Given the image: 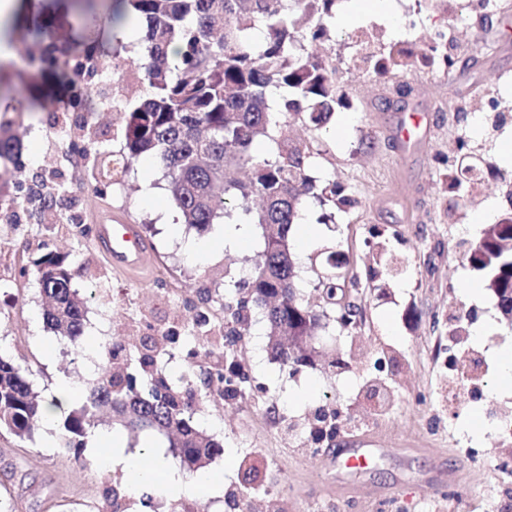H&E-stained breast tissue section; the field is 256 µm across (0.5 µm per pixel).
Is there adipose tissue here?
Segmentation results:
<instances>
[{
    "label": "adipose tissue",
    "instance_id": "obj_1",
    "mask_svg": "<svg viewBox=\"0 0 512 512\" xmlns=\"http://www.w3.org/2000/svg\"><path fill=\"white\" fill-rule=\"evenodd\" d=\"M94 448L106 467H121L128 485L135 489H159L177 498L192 492L215 493L221 485L220 478L209 473L201 474L195 485H188L163 459L125 455L119 439L112 434L99 436Z\"/></svg>",
    "mask_w": 512,
    "mask_h": 512
}]
</instances>
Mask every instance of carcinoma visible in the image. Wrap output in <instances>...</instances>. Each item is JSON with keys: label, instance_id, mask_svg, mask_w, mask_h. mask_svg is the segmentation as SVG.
Returning a JSON list of instances; mask_svg holds the SVG:
<instances>
[{"label": "carcinoma", "instance_id": "carcinoma-1", "mask_svg": "<svg viewBox=\"0 0 512 512\" xmlns=\"http://www.w3.org/2000/svg\"><path fill=\"white\" fill-rule=\"evenodd\" d=\"M121 10L112 22L128 13L144 24L143 54L119 69L114 83L124 84L137 74L147 85V96L128 97L122 147L117 154L98 151L97 175L113 178L129 172L150 157L159 162L167 190L183 223L197 230L224 221L254 224L263 249L251 272L233 283L224 297L220 357L227 358L243 335L252 312L262 311L270 329L271 356L284 365L302 356L282 342L284 336L305 338L319 327L320 315L296 285V258L290 232L302 219V205L313 197L342 210L354 204L345 188L331 181L317 185L308 174L312 157L308 145L288 139L282 128L293 118L319 130L338 108L352 106L337 82L336 60L315 53L331 37L336 0H117ZM261 36L255 37L254 31ZM32 44L46 39L44 23L34 16L27 27ZM77 54L101 58L105 68L120 55L117 45L99 41L80 44ZM381 76L401 77L417 66L453 68L457 57L445 44L419 47L400 41L382 52L362 56ZM53 84L42 94L38 109L52 108L66 99H87L89 88L78 86L69 59L50 63ZM269 142L260 154L254 145ZM459 154L448 174V191L472 197L483 172L491 168L481 148L460 139ZM15 140L0 123V165L16 161ZM463 258L481 271L488 288L509 306L512 300V223L498 221L483 228L481 236L463 252ZM41 292L49 299L44 321L54 333L77 342L84 334L86 307L72 287L67 257L49 252L34 262ZM360 278L338 283L320 282L325 305L336 307L348 288ZM215 324L200 314L191 329L167 331L154 348L130 357L122 371L107 366L89 384V397L65 418L61 442L66 451L80 453L79 437L94 424L95 415L108 410L131 430L150 427L171 432V448L181 460L199 469L223 446L193 422L192 405L198 396L218 392L244 398L252 387L226 385L213 389L221 372L184 376L171 382L157 368L166 344L195 347L199 334ZM33 368L0 356V429L18 437L31 435L42 421L43 405L32 390Z\"/></svg>", "mask_w": 512, "mask_h": 512}]
</instances>
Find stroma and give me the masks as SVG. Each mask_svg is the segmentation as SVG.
<instances>
[{
	"mask_svg": "<svg viewBox=\"0 0 512 512\" xmlns=\"http://www.w3.org/2000/svg\"><path fill=\"white\" fill-rule=\"evenodd\" d=\"M386 20L368 0H337V23L327 54L335 56L339 83L352 106L336 110L326 129L291 123V135L313 152L309 173L317 182L341 183L356 200L341 211L306 200L304 219L320 236L299 263V286L312 306L321 303L317 285L333 273L329 253L348 258L356 273L374 267L355 296L363 317L352 332L327 322L316 338L313 365L288 367L266 349L267 325L254 316L232 352L258 387L253 397L196 400L193 420L220 441L224 451L206 469L222 475L217 494L170 499L132 491L121 468L102 467L89 449L93 436L122 434L131 455L144 447L172 458L165 434L130 431L105 418L82 437L79 455L60 446L64 413L51 426L20 438L0 430V512H246L247 502L275 503L277 512H448V492L429 486L450 472L460 485H480L485 497L471 512H512L492 467L475 462L512 454V435L496 429L512 418V384L499 377V355L512 349V322L498 308L481 272L461 256L460 241H475L486 221L512 212L504 199L512 164L500 151L512 144V0L471 6L466 25L428 13L423 0H390ZM47 39L64 51L75 39L122 40L105 12L87 16L71 8L46 15ZM371 33L372 49L396 41L443 40L455 49L454 68H423L394 80L363 64L352 41ZM133 86L109 89L95 111L75 112L56 123L50 112L0 110L21 147L20 165L0 176V355L34 369L33 390L52 400L61 382L87 388L115 343L140 350L151 336L176 323H192L197 312L219 313L224 290L244 276L261 251L255 225L213 224L198 231L163 224L172 203L158 164L146 159L114 184L92 178V150H119L124 115L113 101ZM466 104L467 120L450 111ZM424 113L425 137L403 151L395 128L405 111ZM487 145L499 175L483 181L480 203L451 196L445 175L458 137ZM87 148L78 167L68 156ZM46 172V190L62 191L55 216L36 218L13 211L18 184L35 168ZM135 225L151 258L148 272H115L95 243L104 221ZM49 252L67 255L73 286L87 304L82 349L51 332L44 322L45 298L31 269ZM479 283L471 295L466 282ZM211 291L200 303L197 289ZM484 335H476L477 326ZM478 348L489 368L486 398L465 390L455 409L442 396L461 383L457 359ZM342 366H334V359ZM374 447L382 454L368 471L349 479L343 491L328 447ZM400 485L399 493L383 494ZM117 488L118 501L108 500Z\"/></svg>",
	"mask_w": 512,
	"mask_h": 512,
	"instance_id": "1",
	"label": "stroma"
}]
</instances>
